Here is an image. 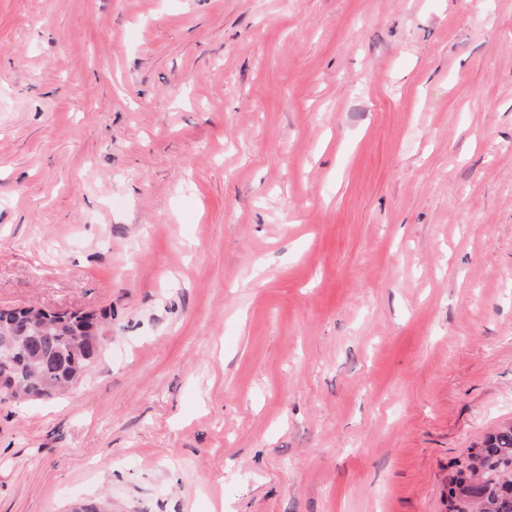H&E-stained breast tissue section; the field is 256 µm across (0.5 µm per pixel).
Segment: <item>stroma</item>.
Segmentation results:
<instances>
[{
  "label": "stroma",
  "instance_id": "obj_1",
  "mask_svg": "<svg viewBox=\"0 0 512 512\" xmlns=\"http://www.w3.org/2000/svg\"><path fill=\"white\" fill-rule=\"evenodd\" d=\"M110 310L0 405V512H448L512 419V0H0V308Z\"/></svg>",
  "mask_w": 512,
  "mask_h": 512
}]
</instances>
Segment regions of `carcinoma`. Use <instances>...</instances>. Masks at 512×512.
I'll return each mask as SVG.
<instances>
[{
	"label": "carcinoma",
	"mask_w": 512,
	"mask_h": 512,
	"mask_svg": "<svg viewBox=\"0 0 512 512\" xmlns=\"http://www.w3.org/2000/svg\"><path fill=\"white\" fill-rule=\"evenodd\" d=\"M103 320L96 313H65L52 322L0 309V381L14 397H50L68 389L99 359L103 336H91L87 328ZM448 503L449 512H512V422L467 450L449 479Z\"/></svg>",
	"instance_id": "cac0c4a2"
}]
</instances>
